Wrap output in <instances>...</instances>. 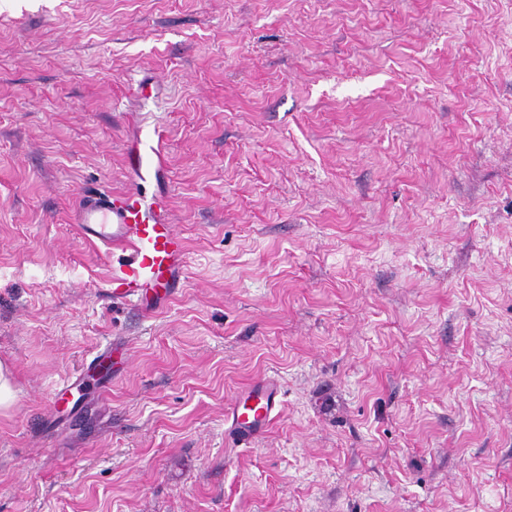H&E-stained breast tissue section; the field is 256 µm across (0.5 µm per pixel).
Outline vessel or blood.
Instances as JSON below:
<instances>
[{
    "mask_svg": "<svg viewBox=\"0 0 512 512\" xmlns=\"http://www.w3.org/2000/svg\"><path fill=\"white\" fill-rule=\"evenodd\" d=\"M82 238L106 253L122 251L129 259L120 263L113 279L123 288L124 298L139 297L157 286L163 276L177 277L185 244L171 224L158 214L142 209L134 193L84 196L74 213ZM280 405V386L268 378L254 384L246 401L236 403L226 415L236 436L251 438L267 428Z\"/></svg>",
    "mask_w": 512,
    "mask_h": 512,
    "instance_id": "vessel-or-blood-1",
    "label": "vessel or blood"
}]
</instances>
